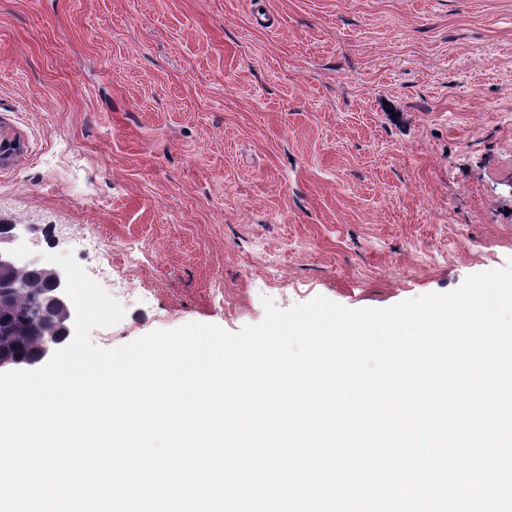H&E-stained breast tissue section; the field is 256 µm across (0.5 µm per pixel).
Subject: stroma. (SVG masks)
<instances>
[{"instance_id":"obj_1","label":"stroma","mask_w":512,"mask_h":512,"mask_svg":"<svg viewBox=\"0 0 512 512\" xmlns=\"http://www.w3.org/2000/svg\"><path fill=\"white\" fill-rule=\"evenodd\" d=\"M0 132V224L131 252L100 347L445 293L512 259V0H0Z\"/></svg>"}]
</instances>
